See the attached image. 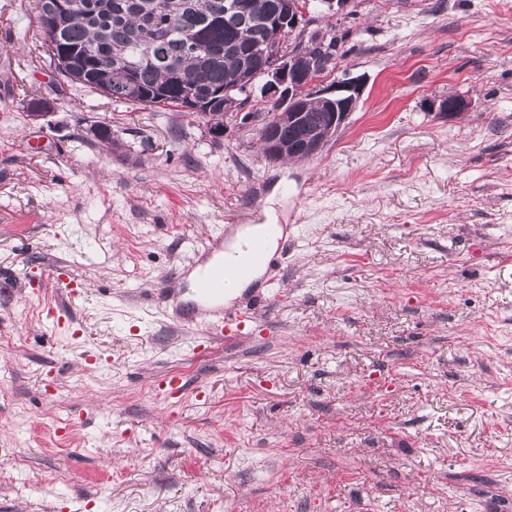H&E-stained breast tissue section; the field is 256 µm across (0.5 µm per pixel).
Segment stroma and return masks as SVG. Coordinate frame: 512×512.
Here are the masks:
<instances>
[{
	"label": "stroma",
	"instance_id": "1",
	"mask_svg": "<svg viewBox=\"0 0 512 512\" xmlns=\"http://www.w3.org/2000/svg\"><path fill=\"white\" fill-rule=\"evenodd\" d=\"M34 7L0 0V512H512V0L318 15L363 95L278 162L60 86ZM273 218L233 337L147 306Z\"/></svg>",
	"mask_w": 512,
	"mask_h": 512
}]
</instances>
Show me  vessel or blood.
<instances>
[{
    "instance_id": "vessel-or-blood-1",
    "label": "vessel or blood",
    "mask_w": 512,
    "mask_h": 512,
    "mask_svg": "<svg viewBox=\"0 0 512 512\" xmlns=\"http://www.w3.org/2000/svg\"><path fill=\"white\" fill-rule=\"evenodd\" d=\"M208 259L195 276L184 301L167 305V316L183 330L207 329L224 332V293L228 286L252 280L257 264L265 258L263 240L251 243L248 257L236 265L224 264V239L216 237L207 247Z\"/></svg>"
}]
</instances>
